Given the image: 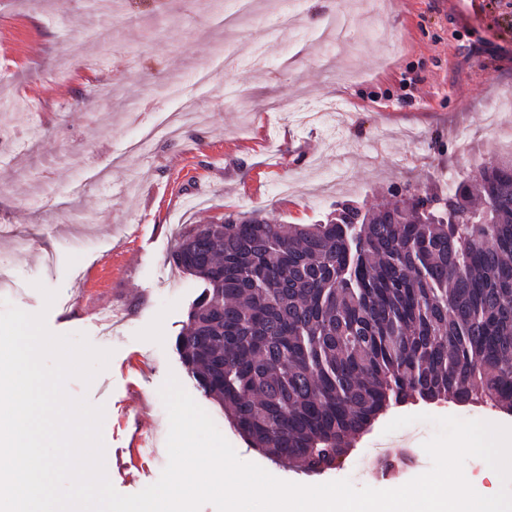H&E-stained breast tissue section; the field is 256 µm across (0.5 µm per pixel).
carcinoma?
I'll return each instance as SVG.
<instances>
[{
    "mask_svg": "<svg viewBox=\"0 0 512 512\" xmlns=\"http://www.w3.org/2000/svg\"><path fill=\"white\" fill-rule=\"evenodd\" d=\"M172 259L204 284L182 363L275 462L322 473L392 406L512 414L511 159L320 224H204Z\"/></svg>",
    "mask_w": 512,
    "mask_h": 512,
    "instance_id": "1",
    "label": "carcinoma"
}]
</instances>
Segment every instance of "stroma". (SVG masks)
Wrapping results in <instances>:
<instances>
[{"label": "stroma", "mask_w": 512, "mask_h": 512, "mask_svg": "<svg viewBox=\"0 0 512 512\" xmlns=\"http://www.w3.org/2000/svg\"><path fill=\"white\" fill-rule=\"evenodd\" d=\"M119 16L93 0H0V310L46 312L57 335L111 350L91 383L68 394L103 406L106 474L121 494L155 483L167 465L168 375L213 419L238 456L305 485L349 479L400 487L412 472L349 460L309 475L250 448L223 409L203 398L175 340L203 290L172 252L201 224L230 215L317 224L338 201H389L393 186L447 193L486 160L512 157V0H259L228 25L233 0H123ZM349 11L333 43L320 23ZM201 108L174 140L129 152L142 129L185 100ZM340 102L328 121L298 112ZM31 246L14 247V235ZM54 291L46 304L44 290ZM119 311L103 332V310ZM426 413L494 422L479 405L418 404ZM149 431L155 451L117 466Z\"/></svg>", "instance_id": "1"}]
</instances>
